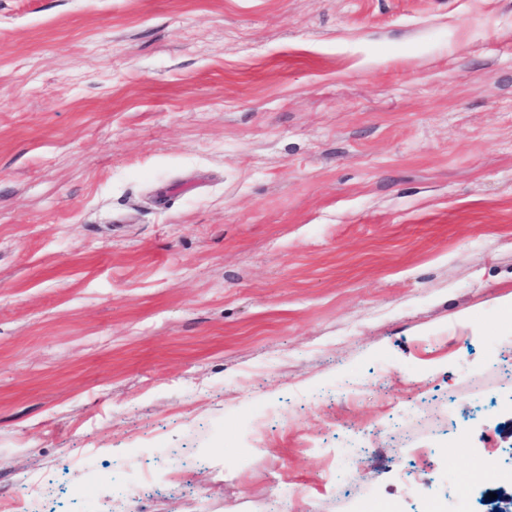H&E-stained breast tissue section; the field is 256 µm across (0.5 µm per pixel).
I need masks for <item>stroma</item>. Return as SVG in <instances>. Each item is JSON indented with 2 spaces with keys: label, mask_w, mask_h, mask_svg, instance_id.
<instances>
[{
  "label": "stroma",
  "mask_w": 512,
  "mask_h": 512,
  "mask_svg": "<svg viewBox=\"0 0 512 512\" xmlns=\"http://www.w3.org/2000/svg\"><path fill=\"white\" fill-rule=\"evenodd\" d=\"M509 294L512 0H0L5 507L483 512Z\"/></svg>",
  "instance_id": "35a3bbf8"
}]
</instances>
